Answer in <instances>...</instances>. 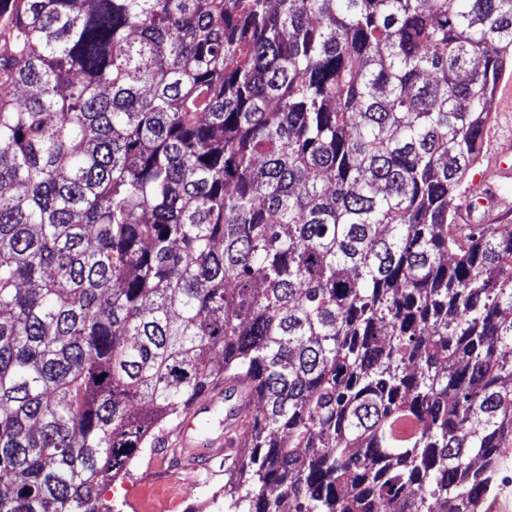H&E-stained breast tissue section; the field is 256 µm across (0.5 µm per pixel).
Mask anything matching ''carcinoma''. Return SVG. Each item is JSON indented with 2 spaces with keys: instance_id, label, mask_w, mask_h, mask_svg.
I'll list each match as a JSON object with an SVG mask.
<instances>
[{
  "instance_id": "carcinoma-1",
  "label": "carcinoma",
  "mask_w": 512,
  "mask_h": 512,
  "mask_svg": "<svg viewBox=\"0 0 512 512\" xmlns=\"http://www.w3.org/2000/svg\"><path fill=\"white\" fill-rule=\"evenodd\" d=\"M509 75L512 0H0V512H112L228 376L224 512H481ZM512 86V78L505 79L498 87L493 103L492 113L493 119L491 126L487 129L482 142V155L479 163L471 168L464 177V187L467 190L468 198L472 195L476 184L483 179L488 169L489 157L492 149L490 144L491 136H497L504 133L512 134V88L506 85ZM504 90V97L510 101L511 108L507 102L502 99V91ZM511 180L500 186L499 193L510 205V210L505 211L504 208L495 212L499 217L488 223L493 217L496 210L494 191V181ZM485 191L478 193L473 197L463 213L465 224H470L473 220L478 221L482 210L475 212L476 204L484 208V221L487 223L475 224H512V140L511 138H499L497 142L496 151L491 161L489 170L485 179L483 180ZM475 212V213H474Z\"/></svg>"
}]
</instances>
